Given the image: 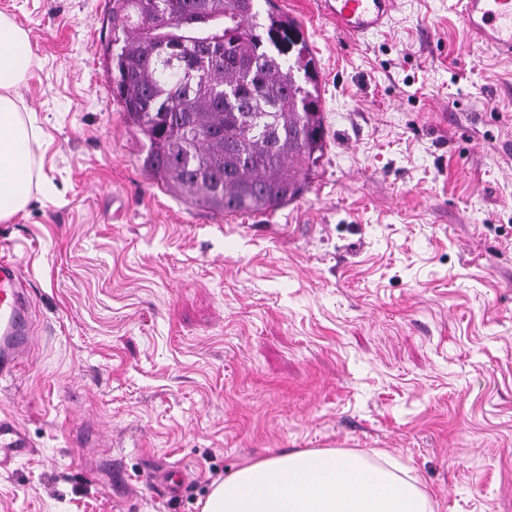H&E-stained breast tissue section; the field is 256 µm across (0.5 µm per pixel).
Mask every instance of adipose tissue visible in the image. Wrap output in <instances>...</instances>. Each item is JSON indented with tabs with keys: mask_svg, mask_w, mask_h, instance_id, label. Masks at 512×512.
I'll return each mask as SVG.
<instances>
[{
	"mask_svg": "<svg viewBox=\"0 0 512 512\" xmlns=\"http://www.w3.org/2000/svg\"><path fill=\"white\" fill-rule=\"evenodd\" d=\"M26 33L0 16V222L33 197L34 146L41 134L24 119L12 91L31 74ZM416 478L393 462L316 449L249 462L214 485L201 512H431Z\"/></svg>",
	"mask_w": 512,
	"mask_h": 512,
	"instance_id": "adipose-tissue-1",
	"label": "adipose tissue"
}]
</instances>
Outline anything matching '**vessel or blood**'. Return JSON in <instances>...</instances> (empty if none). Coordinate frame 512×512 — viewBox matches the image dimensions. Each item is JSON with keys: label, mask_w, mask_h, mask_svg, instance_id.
<instances>
[{"label": "vessel or blood", "mask_w": 512, "mask_h": 512, "mask_svg": "<svg viewBox=\"0 0 512 512\" xmlns=\"http://www.w3.org/2000/svg\"><path fill=\"white\" fill-rule=\"evenodd\" d=\"M464 21L478 40L512 57V0H457ZM323 13L345 37H366L387 23L395 0H320ZM32 299L18 266L0 260V378L12 376L29 354ZM32 445L20 423L0 416V468L31 454Z\"/></svg>", "instance_id": "1"}]
</instances>
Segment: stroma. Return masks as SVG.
Here are the masks:
<instances>
[{"instance_id":"obj_1","label":"stroma","mask_w":512,"mask_h":512,"mask_svg":"<svg viewBox=\"0 0 512 512\" xmlns=\"http://www.w3.org/2000/svg\"><path fill=\"white\" fill-rule=\"evenodd\" d=\"M275 2L327 146L296 200L223 216L142 170L107 0H0L36 61L17 101L43 187L0 222L37 334L0 379L34 447L0 512H200L242 464L325 448L388 453L433 512H512V59L455 0H396L357 42L318 0ZM85 427L102 448L76 447ZM171 467L176 496L147 479Z\"/></svg>"}]
</instances>
